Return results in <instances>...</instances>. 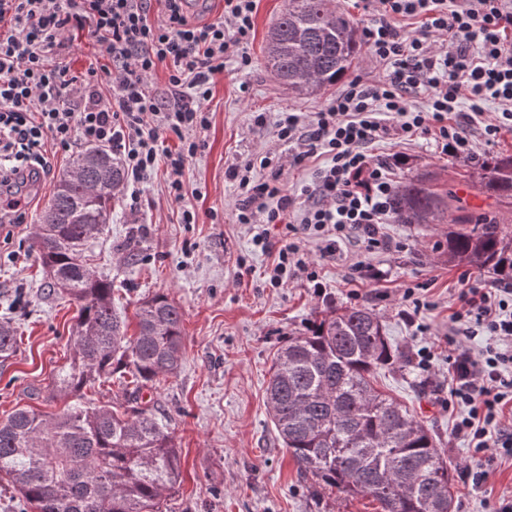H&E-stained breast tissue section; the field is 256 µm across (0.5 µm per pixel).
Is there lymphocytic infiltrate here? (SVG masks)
<instances>
[{"label":"lymphocytic infiltrate","instance_id":"f902f5d3","mask_svg":"<svg viewBox=\"0 0 512 512\" xmlns=\"http://www.w3.org/2000/svg\"><path fill=\"white\" fill-rule=\"evenodd\" d=\"M190 0H0V224L26 221L22 188L50 173L51 150L104 146L119 155L129 185L158 167L168 193L182 201L189 159L206 147L204 107L227 59L241 67L253 30L256 0H224L213 20H189ZM376 17L362 29L369 56L385 67L377 80L355 78L316 112L280 113L276 138L293 165L317 156L323 163L299 193L282 182L279 157L232 166L239 203L236 221L248 225L254 250L274 253L266 271L277 288L304 277L317 283L297 234L315 240L322 257L358 236L366 252L390 250L381 235L391 223V162L369 155L376 141L430 138L442 152L467 158L468 127L484 119L487 144L512 131V0H374ZM405 18L421 19L405 31ZM90 29L110 67L71 74L58 57L64 35ZM447 37L448 48L437 47ZM168 71L159 98L145 80ZM418 97L422 106L411 105ZM497 111L486 115L485 107ZM173 134L177 149L165 148ZM284 225L273 245L268 227ZM455 329L448 338V397L452 434L473 448V483L486 482V463L512 461V284L468 282L457 294ZM481 338L480 348L469 345Z\"/></svg>","mask_w":512,"mask_h":512}]
</instances>
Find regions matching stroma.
Instances as JSON below:
<instances>
[{
  "instance_id": "35a3bbf8",
  "label": "stroma",
  "mask_w": 512,
  "mask_h": 512,
  "mask_svg": "<svg viewBox=\"0 0 512 512\" xmlns=\"http://www.w3.org/2000/svg\"><path fill=\"white\" fill-rule=\"evenodd\" d=\"M287 5L288 0H257L246 46L250 67L238 69L230 60L216 78L206 103V148L183 173L189 195L172 202L164 173H157L143 184L136 206L120 200L104 234L89 244L90 264L111 279L113 305L128 325H135L139 303L158 293L183 313L186 354L180 369L140 398L166 418L181 452V480L162 512H380L368 496L345 498L329 489L311 493L265 407L276 350L329 302L365 306L380 316L404 361L380 370L376 387L406 406L444 448L455 512H493L497 496L512 493V464L491 463L488 482L474 486L465 475L473 450L451 438L453 416L441 400L448 379L446 337L462 278L479 279L489 288L501 287V280L449 262L448 225L392 223L382 231L396 250L366 258L377 277L348 281V267L359 252L346 242L332 258L311 251L321 290L301 278L274 288L265 277L272 255L253 251L248 225L235 221L237 192L228 168L283 152L273 135L278 113L317 111L337 93L332 86L300 95L267 70L266 35ZM260 113L267 118L262 127L254 123ZM369 151L402 156L391 170L393 184L432 171L440 183L461 192L468 206L487 202L477 184L460 177L459 158L441 153L433 141L378 142ZM70 159L67 152L55 155L53 175L35 182L28 194L26 223L17 225L12 237H0V321H11L20 337L16 355L0 363V419L18 407L57 413L67 403L63 397L47 400L46 388L72 352L76 308L46 288L30 243L55 175ZM186 209L196 212V223L182 222ZM421 348L432 355L430 370L420 369L413 357Z\"/></svg>"
}]
</instances>
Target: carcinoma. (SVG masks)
<instances>
[{
	"mask_svg": "<svg viewBox=\"0 0 512 512\" xmlns=\"http://www.w3.org/2000/svg\"><path fill=\"white\" fill-rule=\"evenodd\" d=\"M363 50L350 18L334 0H288L271 29L267 67L300 94L331 87ZM74 176H59L37 225L33 247L50 276L48 287L76 306L73 356L47 386V398L70 397L59 414L27 407L0 421V479L11 484L25 512H161L181 476L172 432L139 395L175 374L184 359L180 307L166 294L140 303L137 332L112 309V281L85 255L103 233L124 181L112 151H80ZM477 178L487 198L512 205V154L470 161L463 178ZM452 190L429 177L395 191L399 224H432L448 216V261L512 280V229L499 211H469ZM16 330L0 322V361L15 355ZM402 361L380 317L362 306L332 307L278 349L265 399L284 447L311 486L341 496H369L381 512H448L451 475L429 428L379 391L374 373ZM132 387L120 412L87 406L86 390L113 376Z\"/></svg>",
	"mask_w": 512,
	"mask_h": 512,
	"instance_id": "cac0c4a2",
	"label": "carcinoma"
}]
</instances>
